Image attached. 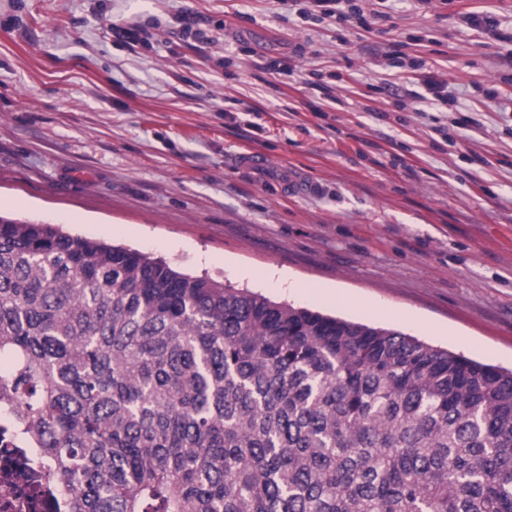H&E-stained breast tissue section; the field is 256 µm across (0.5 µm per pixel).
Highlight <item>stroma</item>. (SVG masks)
<instances>
[{
	"mask_svg": "<svg viewBox=\"0 0 512 512\" xmlns=\"http://www.w3.org/2000/svg\"><path fill=\"white\" fill-rule=\"evenodd\" d=\"M367 6L380 30L277 0H0V214L512 369V0ZM130 23L151 45L115 41ZM430 75L456 111L423 110ZM250 148L267 176L234 166ZM289 167L318 192L271 184Z\"/></svg>",
	"mask_w": 512,
	"mask_h": 512,
	"instance_id": "1",
	"label": "stroma"
}]
</instances>
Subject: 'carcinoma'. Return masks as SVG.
Instances as JSON below:
<instances>
[{
	"mask_svg": "<svg viewBox=\"0 0 512 512\" xmlns=\"http://www.w3.org/2000/svg\"><path fill=\"white\" fill-rule=\"evenodd\" d=\"M0 395L68 512H512V371L0 216Z\"/></svg>",
	"mask_w": 512,
	"mask_h": 512,
	"instance_id": "cac0c4a2",
	"label": "carcinoma"
}]
</instances>
